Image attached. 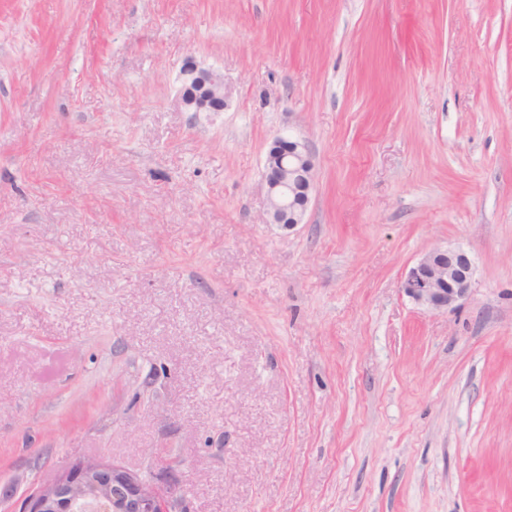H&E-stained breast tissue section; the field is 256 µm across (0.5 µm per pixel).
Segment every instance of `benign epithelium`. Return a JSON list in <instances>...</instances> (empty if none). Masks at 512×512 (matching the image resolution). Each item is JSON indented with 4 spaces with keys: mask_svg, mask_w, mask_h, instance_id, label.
<instances>
[{
    "mask_svg": "<svg viewBox=\"0 0 512 512\" xmlns=\"http://www.w3.org/2000/svg\"><path fill=\"white\" fill-rule=\"evenodd\" d=\"M182 93L190 112H221L226 104L224 80L217 74L189 65ZM263 183L267 224L290 229L302 223L314 190V164L305 143L277 136L266 154ZM473 266L468 254L456 248H435L425 253L406 273L402 289L419 305L448 309L465 299L471 289ZM186 512L184 498L162 490L146 477L118 464L76 460L51 484L32 490L20 512Z\"/></svg>",
    "mask_w": 512,
    "mask_h": 512,
    "instance_id": "obj_1",
    "label": "benign epithelium"
}]
</instances>
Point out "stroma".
<instances>
[{
  "label": "stroma",
  "mask_w": 512,
  "mask_h": 512,
  "mask_svg": "<svg viewBox=\"0 0 512 512\" xmlns=\"http://www.w3.org/2000/svg\"><path fill=\"white\" fill-rule=\"evenodd\" d=\"M83 458L190 512H512V0H0V512ZM187 80L182 93L184 107L190 112H221L226 104L224 80L205 69L188 65ZM263 183L267 224L290 229L301 224L314 190V164L305 143L277 136L266 154ZM472 279L473 266L465 251L435 248L408 270L402 289L415 303L441 310L453 308L465 299Z\"/></svg>",
  "instance_id": "stroma-1"
}]
</instances>
